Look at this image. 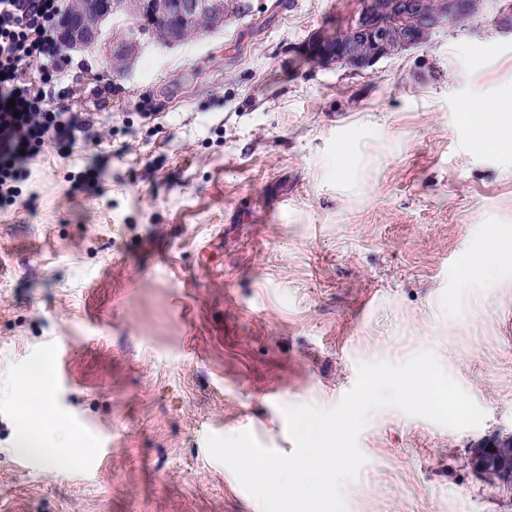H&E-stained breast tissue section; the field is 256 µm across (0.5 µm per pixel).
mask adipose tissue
<instances>
[{"label": "adipose tissue", "instance_id": "ef3b65f1", "mask_svg": "<svg viewBox=\"0 0 512 512\" xmlns=\"http://www.w3.org/2000/svg\"><path fill=\"white\" fill-rule=\"evenodd\" d=\"M479 117L480 141L492 148L512 147V124L496 102L487 101L465 111L464 119ZM53 380L48 372L36 374L29 390L17 400L21 408L18 445L21 450L43 455L56 463L76 454L75 441L63 421L57 418L52 401Z\"/></svg>", "mask_w": 512, "mask_h": 512}]
</instances>
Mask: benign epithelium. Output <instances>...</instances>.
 <instances>
[{"label": "benign epithelium", "mask_w": 512, "mask_h": 512, "mask_svg": "<svg viewBox=\"0 0 512 512\" xmlns=\"http://www.w3.org/2000/svg\"><path fill=\"white\" fill-rule=\"evenodd\" d=\"M149 12L155 19L170 21V31L165 44L176 45L183 42L182 31L206 10L212 15L222 16V4L219 0H145ZM459 0H440L439 10L434 14L411 16L403 19L397 12V2L390 0L387 13L393 21L404 20L402 24L401 47L416 45L415 32L426 28L436 31L441 28V17L457 9ZM370 0H362L360 8L351 20L349 37L344 38L332 31L322 30L313 35L304 47L308 56L318 55L322 63L357 64L360 67L371 66L383 57L391 54L385 26L372 21L373 12ZM132 22L131 28L141 25V15L125 13L119 0H81L78 11H70L60 16L57 22L58 34L64 48H99L108 57L111 67L119 72L128 68L129 60L140 41L123 44L112 43L103 25H122ZM512 446V437H496L475 448L470 457L472 470L480 475L492 459L502 449Z\"/></svg>", "instance_id": "obj_1"}]
</instances>
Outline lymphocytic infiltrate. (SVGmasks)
Masks as SVG:
<instances>
[{
  "mask_svg": "<svg viewBox=\"0 0 512 512\" xmlns=\"http://www.w3.org/2000/svg\"><path fill=\"white\" fill-rule=\"evenodd\" d=\"M64 0H0V205L14 204L22 166L48 145L63 154L95 125L75 111L69 72L90 67L65 52L56 38Z\"/></svg>",
  "mask_w": 512,
  "mask_h": 512,
  "instance_id": "f902f5d3",
  "label": "lymphocytic infiltrate"
}]
</instances>
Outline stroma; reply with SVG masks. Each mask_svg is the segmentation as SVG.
Instances as JSON below:
<instances>
[{"label": "stroma", "instance_id": "stroma-1", "mask_svg": "<svg viewBox=\"0 0 512 512\" xmlns=\"http://www.w3.org/2000/svg\"><path fill=\"white\" fill-rule=\"evenodd\" d=\"M246 3L121 76L82 52L106 87L80 97L99 144L45 149L0 207V380L49 371L89 446L55 466L18 452L1 394L0 512H262L208 435L291 453L282 406L332 408L359 364L427 348L485 418L375 412L348 512H512L469 465L512 436V150L459 119L512 104V0L364 69L302 55L359 0Z\"/></svg>", "mask_w": 512, "mask_h": 512}]
</instances>
